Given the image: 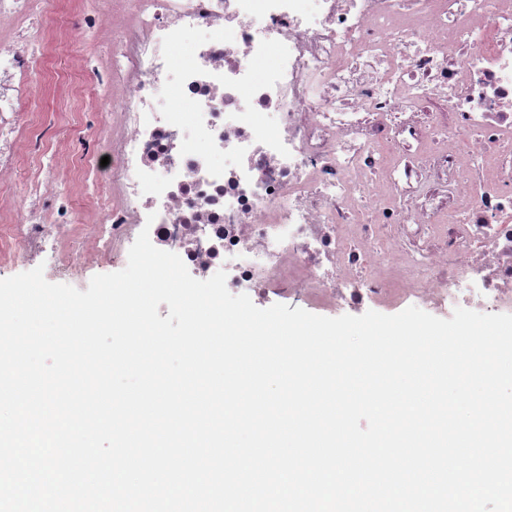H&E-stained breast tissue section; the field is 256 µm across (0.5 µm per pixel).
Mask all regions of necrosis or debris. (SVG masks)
Returning <instances> with one entry per match:
<instances>
[{
	"label": "necrosis or debris",
	"instance_id": "1",
	"mask_svg": "<svg viewBox=\"0 0 512 512\" xmlns=\"http://www.w3.org/2000/svg\"><path fill=\"white\" fill-rule=\"evenodd\" d=\"M103 0L117 104L73 163L107 201L69 253L67 206L0 196V259L124 260L142 229L205 280L359 309L512 312V0ZM32 0H0V183L21 155ZM195 33L186 62L175 57ZM189 111L162 107L161 88Z\"/></svg>",
	"mask_w": 512,
	"mask_h": 512
}]
</instances>
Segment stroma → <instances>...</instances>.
<instances>
[{
	"label": "stroma",
	"mask_w": 512,
	"mask_h": 512,
	"mask_svg": "<svg viewBox=\"0 0 512 512\" xmlns=\"http://www.w3.org/2000/svg\"><path fill=\"white\" fill-rule=\"evenodd\" d=\"M97 8V0H82L76 9L68 0H37L36 16L25 32L35 60V80L31 94L20 103L19 110L27 121L26 137L40 139L41 147L23 152L15 177L0 184V194L13 197L19 211L26 208L28 187L45 184L46 209L55 208L58 195L67 196L72 222L81 228L99 221L100 212L91 203L102 200L103 189L93 176L75 177L68 162L92 147L111 116L100 108L107 93L105 84L88 81L76 88L68 74L79 58L92 57L97 66L112 61L111 42L97 40L82 23L83 14ZM60 26L74 32L73 44L57 47L47 42L48 33ZM38 266L43 267L47 281L82 291L87 290L91 280L90 275L76 276L57 266L51 256L32 258L21 254L0 266V279Z\"/></svg>",
	"instance_id": "1"
}]
</instances>
